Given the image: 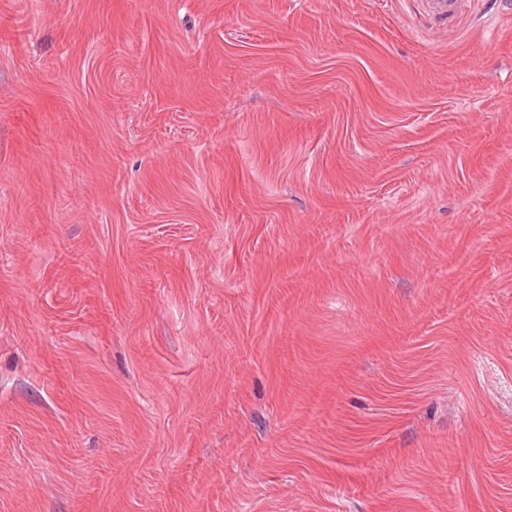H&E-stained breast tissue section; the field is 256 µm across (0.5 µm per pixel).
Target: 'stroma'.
<instances>
[{
	"label": "stroma",
	"instance_id": "stroma-1",
	"mask_svg": "<svg viewBox=\"0 0 512 512\" xmlns=\"http://www.w3.org/2000/svg\"><path fill=\"white\" fill-rule=\"evenodd\" d=\"M0 512H512V0H0ZM429 7L432 19L438 22H448V27L453 26L459 15L464 11L467 0H422Z\"/></svg>",
	"mask_w": 512,
	"mask_h": 512
}]
</instances>
